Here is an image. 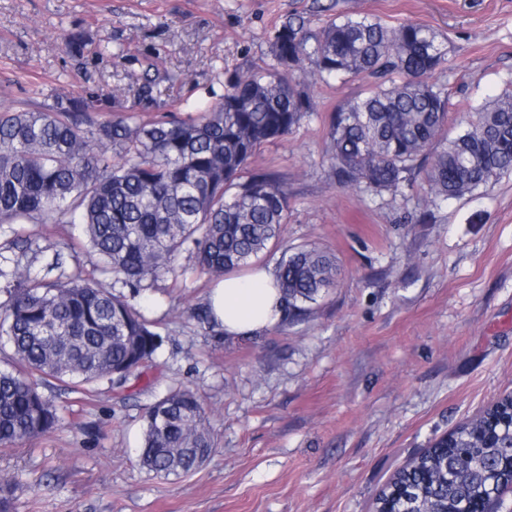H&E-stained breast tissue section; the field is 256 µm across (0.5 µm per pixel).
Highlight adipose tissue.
Segmentation results:
<instances>
[{"label": "adipose tissue", "mask_w": 512, "mask_h": 512, "mask_svg": "<svg viewBox=\"0 0 512 512\" xmlns=\"http://www.w3.org/2000/svg\"><path fill=\"white\" fill-rule=\"evenodd\" d=\"M208 303L225 336L232 338L260 334L284 315L283 294L266 266L225 275L211 288Z\"/></svg>", "instance_id": "adipose-tissue-1"}]
</instances>
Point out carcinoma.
Instances as JSON below:
<instances>
[{
  "mask_svg": "<svg viewBox=\"0 0 512 512\" xmlns=\"http://www.w3.org/2000/svg\"><path fill=\"white\" fill-rule=\"evenodd\" d=\"M274 64L242 80L225 73L224 93L183 118L137 121L134 110L97 120L87 101L59 95L35 109L0 111V224H80L95 274L68 273L55 253L50 279L0 267V340L15 365L0 370V448L55 431L61 417L31 379L91 395L108 381L126 386L132 370L163 348L159 322L135 304L167 276L194 270L222 276L250 267L288 222V187L272 171H248L265 143L313 114L294 77L307 59L325 80L366 74L374 85L327 115V153L339 184L380 194L414 190L423 176L437 207L512 174V88L448 134L450 97L427 78L447 61L432 28L389 27L346 16L310 35L292 19L272 36ZM401 76L400 81L391 75ZM285 301L281 325L310 313L336 286V257L313 245L283 254L275 269ZM113 278L129 294L107 286ZM207 409L187 387L146 408L139 462L156 476L200 468L216 443ZM512 391L435 439L378 492L374 512H512ZM12 479L0 478V512H13Z\"/></svg>",
  "mask_w": 512,
  "mask_h": 512,
  "instance_id": "obj_1",
  "label": "carcinoma"
}]
</instances>
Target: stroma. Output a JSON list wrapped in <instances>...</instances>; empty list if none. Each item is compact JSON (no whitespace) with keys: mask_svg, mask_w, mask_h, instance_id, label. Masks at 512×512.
Wrapping results in <instances>:
<instances>
[{"mask_svg":"<svg viewBox=\"0 0 512 512\" xmlns=\"http://www.w3.org/2000/svg\"><path fill=\"white\" fill-rule=\"evenodd\" d=\"M360 14L440 34L448 62L432 79L451 115L512 84V0H0V108L109 92L116 117L131 105L145 119L183 115L223 94L225 71L272 64L289 18L316 33ZM296 74L313 115L250 164L288 186V222L264 263L325 248L341 266L336 288L292 326L230 338L188 318L211 279L159 280L140 298L167 337L151 367L83 404L44 386L62 425L0 449L14 512H373L397 469L512 391V175L435 208L420 188L341 186L325 117L369 81L326 82L307 63ZM148 78L151 94L136 98ZM18 235L29 243L11 255L19 269L43 272L59 253L93 270L81 225H0V244ZM176 384L202 393L217 448L193 473L157 477L137 459L142 416Z\"/></svg>","mask_w":512,"mask_h":512,"instance_id":"1","label":"stroma"}]
</instances>
